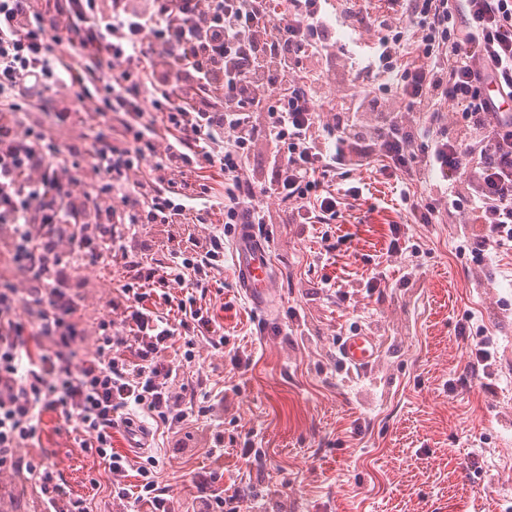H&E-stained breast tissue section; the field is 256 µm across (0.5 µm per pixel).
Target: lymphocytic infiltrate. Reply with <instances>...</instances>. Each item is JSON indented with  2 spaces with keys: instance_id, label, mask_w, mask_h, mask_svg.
I'll list each match as a JSON object with an SVG mask.
<instances>
[{
  "instance_id": "f902f5d3",
  "label": "lymphocytic infiltrate",
  "mask_w": 512,
  "mask_h": 512,
  "mask_svg": "<svg viewBox=\"0 0 512 512\" xmlns=\"http://www.w3.org/2000/svg\"><path fill=\"white\" fill-rule=\"evenodd\" d=\"M270 2L62 0L69 22L50 30L38 0H0V257L9 267L0 276V473L36 476L42 495L57 501L50 512L89 508L68 498L59 472L19 455L49 412L105 462L113 497L130 512H174L158 459L132 462L113 449L112 432L132 411L168 428L211 414L214 395L187 392L177 378L194 361L197 339L225 344L215 315L193 294L223 269L224 236L201 241L189 229L215 210L228 225L270 223L251 205L245 173L257 142L275 157L270 186L289 223H310L316 213L336 218L340 197L356 200L361 191L330 187L327 174L378 158L408 177L419 168L436 173L419 221L468 209L476 230L461 234L460 249L476 265L512 244V120L483 96L493 83L512 98V0H401L412 32L380 21L360 69L372 91L341 102L328 122L315 67L330 47L321 0H289L284 13ZM62 83L79 100L100 83L109 93L84 163L47 153L28 124ZM274 85L280 93L272 98ZM145 87L161 119L140 107ZM395 87L399 110L384 99ZM448 101L457 107L452 120L442 111ZM146 153L155 162L137 173ZM208 169L223 174V195L205 178ZM85 172L107 176L120 197L116 223L188 233L169 247L166 263L133 262L121 317L99 323L97 351L86 358L70 273L104 261L111 245L101 211L74 190ZM176 284L192 290L173 298ZM152 298L175 304L179 319L150 307ZM22 307L28 320L17 315ZM216 481L210 471L191 473L194 512H253L264 498L251 486L216 489Z\"/></svg>"
}]
</instances>
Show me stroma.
Wrapping results in <instances>:
<instances>
[{"mask_svg":"<svg viewBox=\"0 0 512 512\" xmlns=\"http://www.w3.org/2000/svg\"><path fill=\"white\" fill-rule=\"evenodd\" d=\"M351 6L361 25L336 24L335 53L320 64L327 121L350 83L362 81L350 54L381 36L377 21L389 14L386 0H351ZM73 99L66 89L50 95L38 119L45 138L81 159L92 143L74 134L58 138L51 118ZM247 168L256 183L253 205L274 218L264 234L277 275L259 308L242 294L231 267L216 272L199 301L213 310L229 344L216 349L198 340L196 358L179 378L188 390L225 398L211 418L170 431L142 414L133 417L149 431L176 512H191L189 474L214 467L206 450L220 434L226 439L220 487L279 490L291 512H512V249L499 250L490 267L474 265L457 249L467 210L449 224L414 223L394 176L377 161L347 174L361 197L346 199L332 223L314 226L283 223L282 206L268 189L265 145L254 148ZM394 224L403 225L418 253L389 252ZM164 240L161 225H138L122 237L123 253L72 272L86 355L97 351L95 330L111 317L117 288L131 280L125 255L164 263ZM379 270L386 275L380 293L367 295L363 285ZM325 278L348 299L318 290ZM354 323L375 334L380 355L350 381L336 368V340ZM464 324L494 341L491 388L476 379L458 382L472 359L470 340L459 334ZM236 352L250 356L248 368L234 367ZM251 431L266 453L262 466L252 468L237 456ZM21 455L45 456L91 512H126L112 500L104 463L78 447L57 414L45 415L39 447Z\"/></svg>","mask_w":512,"mask_h":512,"instance_id":"1","label":"stroma"}]
</instances>
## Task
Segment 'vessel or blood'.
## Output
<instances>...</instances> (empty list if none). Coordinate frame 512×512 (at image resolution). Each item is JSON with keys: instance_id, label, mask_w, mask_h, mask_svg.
<instances>
[{"instance_id": "vessel-or-blood-1", "label": "vessel or blood", "mask_w": 512, "mask_h": 512, "mask_svg": "<svg viewBox=\"0 0 512 512\" xmlns=\"http://www.w3.org/2000/svg\"><path fill=\"white\" fill-rule=\"evenodd\" d=\"M231 256L240 289L255 306H262L274 272L270 244L258 234L256 225H236ZM339 352L346 363L364 371L378 358V341L370 332L360 330L343 338Z\"/></svg>"}]
</instances>
